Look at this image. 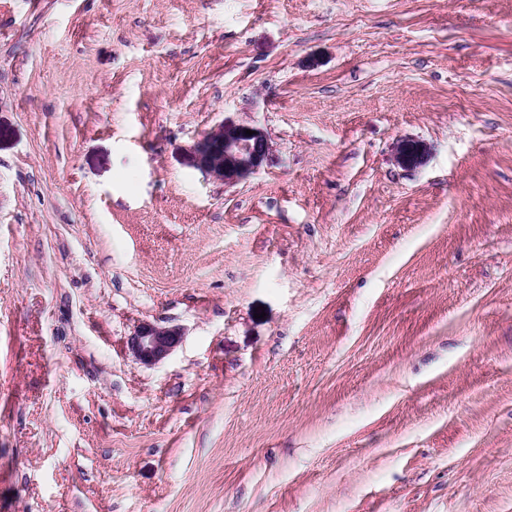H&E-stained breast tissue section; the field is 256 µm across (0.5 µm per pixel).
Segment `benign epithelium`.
<instances>
[{"label": "benign epithelium", "instance_id": "1", "mask_svg": "<svg viewBox=\"0 0 512 512\" xmlns=\"http://www.w3.org/2000/svg\"><path fill=\"white\" fill-rule=\"evenodd\" d=\"M248 130L253 134H246ZM270 151V138L263 128L232 120L214 125L187 148L194 168L226 186L257 173ZM181 336L178 326L143 323L130 338V350L140 364L155 366L175 350Z\"/></svg>", "mask_w": 512, "mask_h": 512}]
</instances>
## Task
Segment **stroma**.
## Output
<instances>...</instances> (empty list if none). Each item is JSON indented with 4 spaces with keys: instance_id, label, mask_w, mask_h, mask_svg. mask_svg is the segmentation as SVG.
<instances>
[{
    "instance_id": "stroma-1",
    "label": "stroma",
    "mask_w": 512,
    "mask_h": 512,
    "mask_svg": "<svg viewBox=\"0 0 512 512\" xmlns=\"http://www.w3.org/2000/svg\"><path fill=\"white\" fill-rule=\"evenodd\" d=\"M0 512H512V0H0ZM245 130L256 134H245ZM190 164L214 181L233 186L256 174L271 151L268 133L260 126L223 120L186 149ZM178 326L142 323L130 338V350L144 366H155L166 359L181 342Z\"/></svg>"
}]
</instances>
